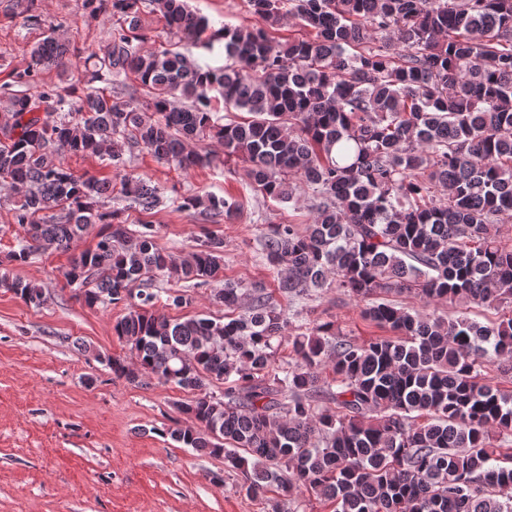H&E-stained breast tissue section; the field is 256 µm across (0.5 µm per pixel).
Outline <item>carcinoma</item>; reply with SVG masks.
Wrapping results in <instances>:
<instances>
[{
	"label": "carcinoma",
	"instance_id": "cac0c4a2",
	"mask_svg": "<svg viewBox=\"0 0 512 512\" xmlns=\"http://www.w3.org/2000/svg\"><path fill=\"white\" fill-rule=\"evenodd\" d=\"M247 5L254 24L212 32L186 0H84L88 16L108 12L119 25L85 59L82 86L64 91L39 82L44 68L72 66L69 42L49 27L0 113V181L26 232L6 259L26 263L45 244L66 251L104 225L65 278L90 308L126 306L114 331L134 365L109 357L108 367L192 393L180 404L192 425L167 430L171 440L224 459L247 496L275 493L272 512H298L304 489L336 512H512V452L494 444L512 435V390L487 376L490 364L512 374V314L482 324L429 310L512 309V238L501 232L512 221V0ZM146 9L174 47H142ZM286 19L308 37H275ZM216 41L223 67L178 50ZM121 76L139 84L127 98L111 90ZM215 92L224 111L252 119L219 123ZM205 137L248 164L263 197L314 193L311 224H269L260 239L280 296L292 304L334 288L393 335L356 342L333 321L302 332L301 311L228 281L210 291L222 320L156 310L158 276L220 281L224 238L206 232L177 261L154 225L133 231L105 207L111 182L75 175L62 156L105 157L118 169L125 149L143 147L187 172L214 163L188 148ZM121 192L140 213L163 203L141 177H124ZM179 208L214 224L239 211L211 193ZM0 286L36 307L47 301L31 282L3 276ZM403 295L422 308L399 305Z\"/></svg>",
	"mask_w": 512,
	"mask_h": 512
}]
</instances>
